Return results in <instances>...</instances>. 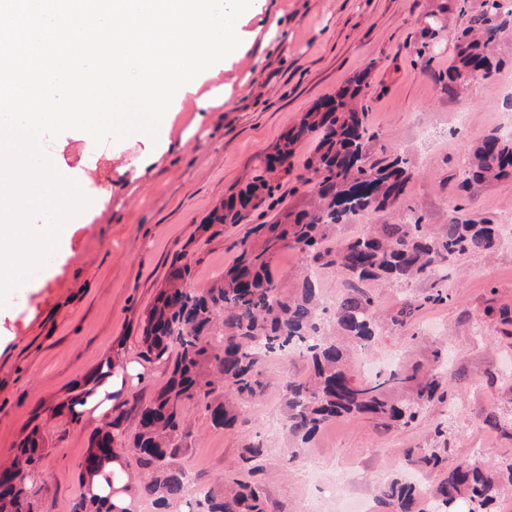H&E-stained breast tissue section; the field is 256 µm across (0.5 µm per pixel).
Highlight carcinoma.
Returning <instances> with one entry per match:
<instances>
[{
  "label": "carcinoma",
  "instance_id": "cac0c4a2",
  "mask_svg": "<svg viewBox=\"0 0 512 512\" xmlns=\"http://www.w3.org/2000/svg\"><path fill=\"white\" fill-rule=\"evenodd\" d=\"M512 34V7L504 0H480L470 24L456 37V55L446 73L448 89H466L476 80L492 78L494 44ZM370 87L369 72L354 74L336 94L318 100L285 133L265 171L290 163L298 145L316 134L313 151L305 158L308 176L306 207L279 210L274 220L248 228L236 262L208 288L191 285V267L177 265L165 287L146 312L144 351L149 363H173L168 381L148 402H136L135 432L128 436L121 411L93 435L79 463V486L84 474L116 449L131 454L138 472L128 489L151 501L154 512H194L186 498L188 468L179 444L186 413L202 409L215 428L231 429L250 405L264 395L268 382L264 363L297 355L309 365L307 374L290 378L283 398V424L296 444L290 460L328 423L351 414H369L388 426L411 427L425 406L445 397L447 368L435 355L427 370L398 368L384 377L362 381L348 365L349 345L367 347L378 336L381 322L403 326L422 304L411 302L383 318L362 282L409 287L434 280L461 256L489 254L504 238L500 224L466 219L456 208L438 228L424 222L408 204L412 177L409 159L397 156L374 161L371 152L378 135L367 125L361 102ZM463 183L512 177V137L496 129L473 150L463 169ZM276 186L264 178L228 197L211 213V224H239L266 200ZM393 223L370 224L355 237L339 239L336 229L365 213H394ZM283 250L300 255L297 282L288 287V274L274 267ZM326 271L341 273L348 292L330 309L323 308ZM112 358L83 378L71 397L73 421L101 379L112 372ZM448 427L437 424L435 445L411 448L408 464L415 469L446 468L434 486L420 488L398 477L379 485L378 497L389 512H426L430 498L436 512H454L460 501L468 512H491L507 486H512V461L490 466L479 456L448 461ZM44 439L33 427L0 463V512H35L34 482L44 458ZM267 454L262 442L248 441L239 453L238 477L207 490L203 512H267L261 488L248 481L261 470ZM71 512H113L105 498L77 492Z\"/></svg>",
  "mask_w": 512,
  "mask_h": 512
}]
</instances>
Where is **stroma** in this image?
<instances>
[{"mask_svg": "<svg viewBox=\"0 0 512 512\" xmlns=\"http://www.w3.org/2000/svg\"><path fill=\"white\" fill-rule=\"evenodd\" d=\"M277 2L280 17L262 12L242 20V31L255 38L212 80L228 87V101L203 109L195 98L183 100L167 147L143 176H136L135 163L146 145L137 137L106 142L91 155L77 154L84 144L77 130L49 144L48 155L75 175L91 204L72 219L66 248L0 306V460L34 424L43 425L38 512H70L78 464L95 431L89 419L72 422L57 404L114 353L139 364L143 374L114 393L115 404L148 401L165 384L169 365L143 362L141 337L144 312L173 260L190 263L198 288L235 262L248 226L272 217V210L261 207L236 225H209L206 217L253 181L302 112L353 74L371 72L364 104L379 135L375 155L410 158L409 197L426 223H447L456 207L495 221L512 215V178L460 187L463 158L508 116L493 82L448 89L455 35L478 0ZM441 286L447 301L425 305L405 326L384 329L367 357L380 372L395 356L403 366L426 367L441 352L452 404L429 406L407 428H385L360 415L336 418L306 445L304 460L292 464V443L279 429L284 385L308 367L299 358L274 360L266 366L269 387L238 429L214 428L202 411L189 410L181 445L197 482L221 481L244 440L258 434L274 444L257 476L269 512H311L319 497L307 471L311 459L328 476L353 482L368 512H387L378 499L380 481H437V474L406 468L404 452L430 446L431 429L444 420L453 458L481 449L494 461L511 460L512 429L494 428L486 418L512 415V323L499 318L503 310L512 314V242L491 256H463L442 272Z\"/></svg>", "mask_w": 512, "mask_h": 512, "instance_id": "1", "label": "stroma"}]
</instances>
